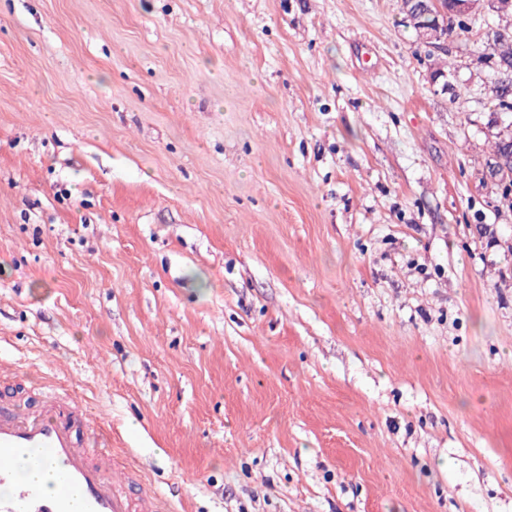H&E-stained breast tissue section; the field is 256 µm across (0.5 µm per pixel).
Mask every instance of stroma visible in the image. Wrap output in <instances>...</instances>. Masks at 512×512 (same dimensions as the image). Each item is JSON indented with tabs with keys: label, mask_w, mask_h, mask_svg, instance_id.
<instances>
[{
	"label": "stroma",
	"mask_w": 512,
	"mask_h": 512,
	"mask_svg": "<svg viewBox=\"0 0 512 512\" xmlns=\"http://www.w3.org/2000/svg\"><path fill=\"white\" fill-rule=\"evenodd\" d=\"M483 38L444 91L402 0H0V412L173 512H512Z\"/></svg>",
	"instance_id": "1"
}]
</instances>
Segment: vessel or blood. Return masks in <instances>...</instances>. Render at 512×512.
I'll list each match as a JSON object with an SVG mask.
<instances>
[{
    "label": "vessel or blood",
    "mask_w": 512,
    "mask_h": 512,
    "mask_svg": "<svg viewBox=\"0 0 512 512\" xmlns=\"http://www.w3.org/2000/svg\"><path fill=\"white\" fill-rule=\"evenodd\" d=\"M88 407L45 396L41 410L12 409L0 417V512H170L161 495H131L144 483L132 462L111 454L112 433L91 423ZM25 460L55 471L61 489L46 495L19 482L14 464Z\"/></svg>",
    "instance_id": "1"
}]
</instances>
